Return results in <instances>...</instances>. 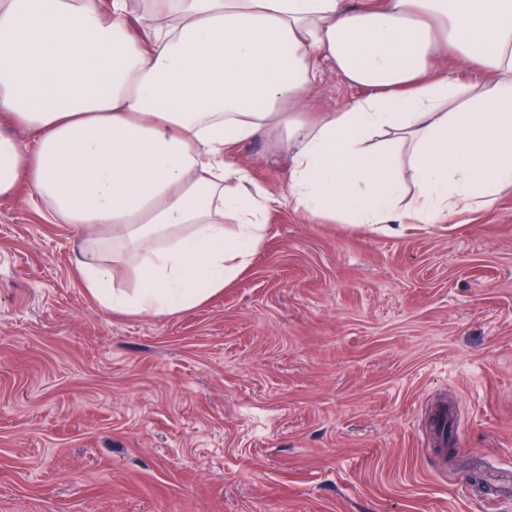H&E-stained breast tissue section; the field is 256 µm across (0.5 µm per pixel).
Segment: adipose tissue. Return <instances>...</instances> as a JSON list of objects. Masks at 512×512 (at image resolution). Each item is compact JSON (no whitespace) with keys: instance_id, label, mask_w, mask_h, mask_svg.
<instances>
[{"instance_id":"1","label":"adipose tissue","mask_w":512,"mask_h":512,"mask_svg":"<svg viewBox=\"0 0 512 512\" xmlns=\"http://www.w3.org/2000/svg\"><path fill=\"white\" fill-rule=\"evenodd\" d=\"M0 0V197L81 235L87 293L195 308L248 269L271 214L435 224L512 187V0ZM443 52L484 78L434 69ZM361 97L309 116L326 71ZM279 131L288 196L230 160ZM416 188L406 195L400 163ZM233 215V231L224 227ZM130 260L140 285H112Z\"/></svg>"}]
</instances>
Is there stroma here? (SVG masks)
Instances as JSON below:
<instances>
[{
    "label": "stroma",
    "mask_w": 512,
    "mask_h": 512,
    "mask_svg": "<svg viewBox=\"0 0 512 512\" xmlns=\"http://www.w3.org/2000/svg\"><path fill=\"white\" fill-rule=\"evenodd\" d=\"M358 94L330 71L307 105ZM234 159L287 192L284 135ZM269 224L208 302L134 317L89 298L72 225L0 198V512H512V187L446 224Z\"/></svg>",
    "instance_id": "obj_1"
}]
</instances>
